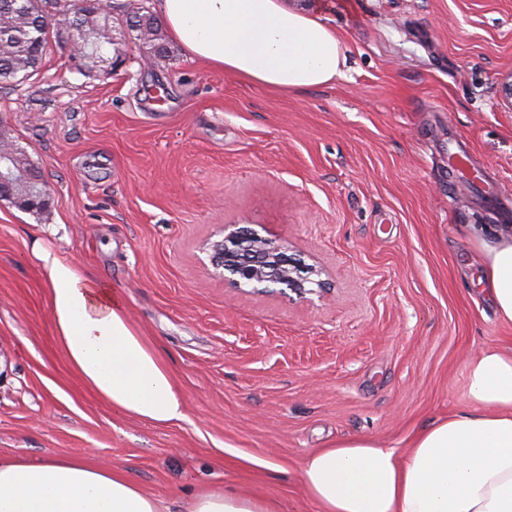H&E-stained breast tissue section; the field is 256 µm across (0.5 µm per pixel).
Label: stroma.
Listing matches in <instances>:
<instances>
[{"instance_id": "1", "label": "stroma", "mask_w": 512, "mask_h": 512, "mask_svg": "<svg viewBox=\"0 0 512 512\" xmlns=\"http://www.w3.org/2000/svg\"><path fill=\"white\" fill-rule=\"evenodd\" d=\"M347 48L333 86L293 94L159 58L52 49L0 89V133L50 189L41 213L0 199V455H77L172 512L229 485L317 512L299 468L328 443L405 449L470 407L467 366L512 346L477 288L474 228L512 225V0H331ZM456 135L490 191L448 176ZM246 225L320 270L324 291L237 287L208 246ZM105 283L170 366L167 426L110 409L71 373L33 243Z\"/></svg>"}]
</instances>
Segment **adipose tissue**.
Instances as JSON below:
<instances>
[{"label":"adipose tissue","mask_w":512,"mask_h":512,"mask_svg":"<svg viewBox=\"0 0 512 512\" xmlns=\"http://www.w3.org/2000/svg\"><path fill=\"white\" fill-rule=\"evenodd\" d=\"M185 54L216 72L284 93L342 76L347 55L319 7L284 0H154ZM480 278L512 323V225L476 229ZM50 287L56 339L80 382L123 414L166 426L184 419L174 375L111 289L77 264L34 248ZM471 408L420 429L405 452L362 436L309 453L300 467L318 512H512V350L485 348L468 367ZM0 512H170L121 472L78 456L32 463L0 456ZM188 512H277L226 486L196 491Z\"/></svg>","instance_id":"ef3b65f1"}]
</instances>
